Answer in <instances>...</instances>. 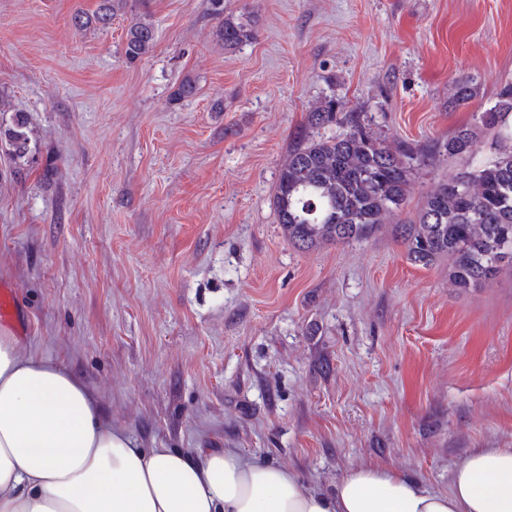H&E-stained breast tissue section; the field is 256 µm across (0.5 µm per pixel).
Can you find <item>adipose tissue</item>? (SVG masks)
<instances>
[{
  "mask_svg": "<svg viewBox=\"0 0 512 512\" xmlns=\"http://www.w3.org/2000/svg\"><path fill=\"white\" fill-rule=\"evenodd\" d=\"M0 512H512V450L472 452L445 492L377 466L316 492L231 449L139 447L78 379L0 328Z\"/></svg>",
  "mask_w": 512,
  "mask_h": 512,
  "instance_id": "adipose-tissue-1",
  "label": "adipose tissue"
}]
</instances>
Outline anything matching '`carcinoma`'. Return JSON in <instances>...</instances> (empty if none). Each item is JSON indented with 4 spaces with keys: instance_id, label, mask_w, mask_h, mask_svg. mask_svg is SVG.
I'll use <instances>...</instances> for the list:
<instances>
[{
    "instance_id": "obj_1",
    "label": "carcinoma",
    "mask_w": 512,
    "mask_h": 512,
    "mask_svg": "<svg viewBox=\"0 0 512 512\" xmlns=\"http://www.w3.org/2000/svg\"><path fill=\"white\" fill-rule=\"evenodd\" d=\"M122 3L98 0L93 15L85 20L77 16L75 24L108 28ZM213 4L222 16L217 37L224 47L247 41L250 31L234 16L224 15V0ZM125 33L127 58L136 60L153 50L155 26L149 13L131 16ZM511 117L512 84L502 88L492 107L475 114L473 126L456 131L443 144L448 160H461L476 150L481 133H490L494 156L478 168L462 167L439 181L416 218L404 220L413 171L432 157L433 147L388 144L377 136L367 113L325 100L308 113V125L318 130L337 125L342 132L305 139L290 151L273 198L276 221L302 250L367 240L389 222L412 263L426 267L446 257L457 288H478L512 265ZM23 126L19 119L8 132L16 160L28 151Z\"/></svg>"
}]
</instances>
